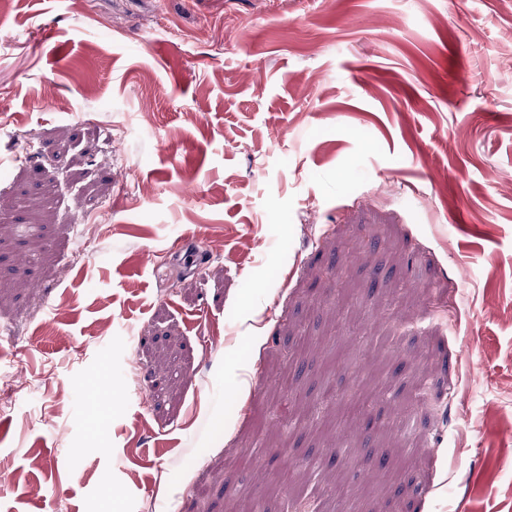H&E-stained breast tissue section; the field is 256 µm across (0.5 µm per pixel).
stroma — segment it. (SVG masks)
I'll use <instances>...</instances> for the list:
<instances>
[{
	"label": "stroma",
	"mask_w": 512,
	"mask_h": 512,
	"mask_svg": "<svg viewBox=\"0 0 512 512\" xmlns=\"http://www.w3.org/2000/svg\"><path fill=\"white\" fill-rule=\"evenodd\" d=\"M511 53L501 0H12L0 512H512ZM101 396L95 402V411L101 419L107 418L108 403L113 399H121L129 396V391L121 381H108L99 388Z\"/></svg>",
	"instance_id": "stroma-1"
}]
</instances>
